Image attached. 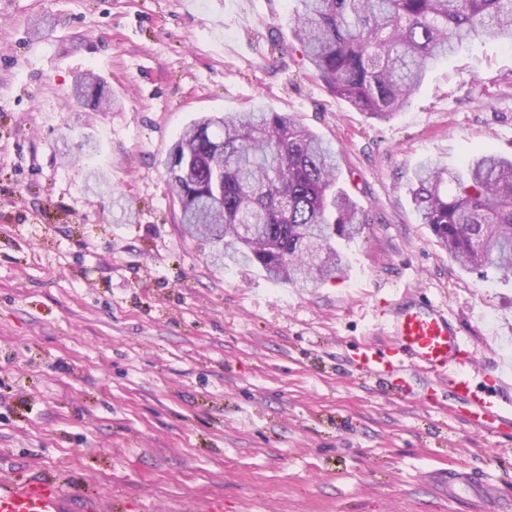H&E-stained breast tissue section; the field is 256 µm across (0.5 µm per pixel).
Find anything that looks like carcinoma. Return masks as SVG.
I'll list each match as a JSON object with an SVG mask.
<instances>
[{
  "label": "carcinoma",
  "instance_id": "cac0c4a2",
  "mask_svg": "<svg viewBox=\"0 0 512 512\" xmlns=\"http://www.w3.org/2000/svg\"><path fill=\"white\" fill-rule=\"evenodd\" d=\"M297 41L314 75L368 117L389 120L455 44L512 45V0H294ZM77 98L96 108L87 74ZM340 152L288 112L260 107L205 116L177 136L162 165L182 203L185 233L215 244L224 266L256 264L275 282L306 288L344 273L339 242L368 223L340 186ZM451 171L420 163L410 187L420 223L466 270L512 277V158L483 153ZM265 215L250 240L238 225Z\"/></svg>",
  "mask_w": 512,
  "mask_h": 512
}]
</instances>
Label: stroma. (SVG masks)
<instances>
[{"instance_id":"obj_1","label":"stroma","mask_w":512,"mask_h":512,"mask_svg":"<svg viewBox=\"0 0 512 512\" xmlns=\"http://www.w3.org/2000/svg\"><path fill=\"white\" fill-rule=\"evenodd\" d=\"M293 0H0V475H58L73 508L512 512V436L464 422L409 366L403 396L349 361L388 344L396 289L446 303L474 368L512 383V279L452 264L409 192L419 163L512 157V47L461 48L393 119L318 80ZM93 72L116 100L73 93ZM294 114L341 151L364 210L346 274L300 290L215 268L161 165L200 116ZM111 189H86L89 171ZM471 474L448 487L445 476Z\"/></svg>"}]
</instances>
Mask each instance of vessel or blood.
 I'll return each mask as SVG.
<instances>
[{
  "instance_id": "obj_1",
  "label": "vessel or blood",
  "mask_w": 512,
  "mask_h": 512,
  "mask_svg": "<svg viewBox=\"0 0 512 512\" xmlns=\"http://www.w3.org/2000/svg\"><path fill=\"white\" fill-rule=\"evenodd\" d=\"M385 327L391 346L384 350L361 343L351 353L353 364L390 381L392 390L402 394L405 386L392 376L405 364L414 363L447 384L449 394L469 405L476 425L487 434L499 436L512 428V385L498 375L480 379L477 370L466 367V339L445 304L398 293L390 304ZM66 508L55 478H0V512H65Z\"/></svg>"
}]
</instances>
